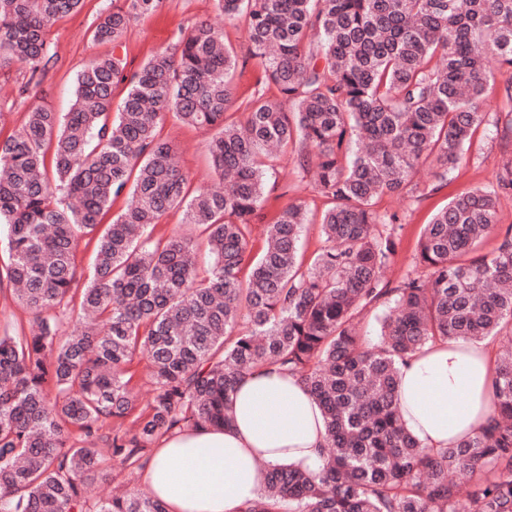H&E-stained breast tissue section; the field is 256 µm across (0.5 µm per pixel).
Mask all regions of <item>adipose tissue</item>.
<instances>
[{"instance_id":"adipose-tissue-1","label":"adipose tissue","mask_w":512,"mask_h":512,"mask_svg":"<svg viewBox=\"0 0 512 512\" xmlns=\"http://www.w3.org/2000/svg\"><path fill=\"white\" fill-rule=\"evenodd\" d=\"M492 367L487 342L426 345L400 369L406 430L437 451L482 431L492 411ZM230 406L228 425L174 431L145 463L142 487L168 512H241L262 489L266 468L314 465L327 445L317 402L287 373L252 370Z\"/></svg>"}]
</instances>
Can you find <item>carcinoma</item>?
Instances as JSON below:
<instances>
[{
    "instance_id": "carcinoma-1",
    "label": "carcinoma",
    "mask_w": 512,
    "mask_h": 512,
    "mask_svg": "<svg viewBox=\"0 0 512 512\" xmlns=\"http://www.w3.org/2000/svg\"><path fill=\"white\" fill-rule=\"evenodd\" d=\"M82 0H0V72L21 61L37 94L53 21ZM160 0H124L99 17L96 43L119 45ZM241 20L246 55L262 67L236 120L237 52L201 21L124 76L123 59H92L60 115L34 106L0 140V224L9 262L0 282L31 314V335H0V512H167L139 490L91 498L107 459L131 471L175 429L229 422L228 401L253 369L277 366L321 405L328 447L313 469L269 470L243 512H512V353L497 354L492 415L482 432L441 451L406 434L400 366L428 343L512 339V228L476 254L512 196V162L489 187L452 197L424 226L410 267L386 279L397 215L384 195L412 198L422 167L437 183L487 120L491 93L512 106V0H217ZM128 80L112 113L114 85ZM278 95L270 96L266 85ZM173 113L213 131L220 190L189 193L173 142L157 127ZM291 152L331 206L322 245L299 261L307 211L294 203L250 247L265 186L261 155ZM128 208L102 223L112 200ZM202 229L196 243L146 230L170 210ZM96 238L89 276L79 237ZM388 309L369 346L359 325ZM76 321L86 331H68ZM148 359L152 396L138 405L134 369ZM464 474L465 490L457 481Z\"/></svg>"
}]
</instances>
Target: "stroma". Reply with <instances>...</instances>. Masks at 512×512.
<instances>
[{"instance_id":"stroma-1","label":"stroma","mask_w":512,"mask_h":512,"mask_svg":"<svg viewBox=\"0 0 512 512\" xmlns=\"http://www.w3.org/2000/svg\"><path fill=\"white\" fill-rule=\"evenodd\" d=\"M112 0H84L82 8L74 14L54 21L49 41L53 59L38 89V104L66 113L73 100L74 78L90 60L110 53L124 59L126 73H133L152 55L168 47L182 31L198 22L209 21L221 27L224 40L239 55L234 83L238 101H246L253 92L262 71L254 60L246 56L247 32L236 20L224 19L215 0H162L157 10L134 21L128 28L123 44L93 42L91 32L101 13L111 10ZM28 76L25 63L17 62L10 71L0 73V133L10 134L20 129L27 117L29 102H20L11 94L16 83ZM160 135L172 141L177 153L175 160L187 173L191 188L213 186L215 176L209 167L206 144L209 131L181 122L167 115L159 124ZM512 158V141L502 139L480 126L473 135L471 147L465 157L449 173L446 184L430 189L426 170H419L416 180L423 193L417 199L382 197L378 210L397 214L402 224L399 243L389 278H396L408 269L416 252L418 239L425 224L434 213L444 207L453 196L495 181L503 162ZM269 174L263 203L254 218L252 243L261 247L263 231L271 218L291 203H304L310 222L302 239L303 256H311L320 246L319 219L329 201L315 191L310 182L301 179L289 158L274 163Z\"/></svg>"}]
</instances>
